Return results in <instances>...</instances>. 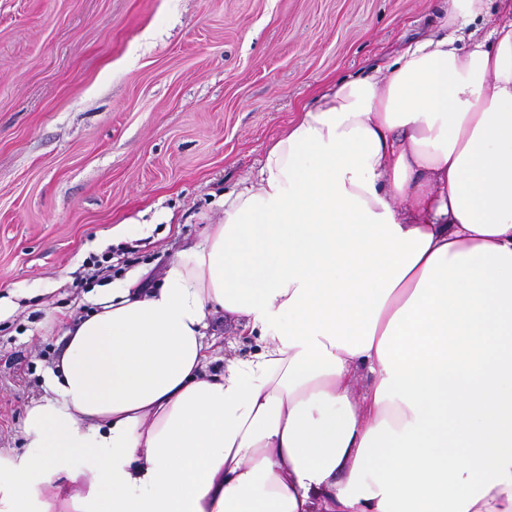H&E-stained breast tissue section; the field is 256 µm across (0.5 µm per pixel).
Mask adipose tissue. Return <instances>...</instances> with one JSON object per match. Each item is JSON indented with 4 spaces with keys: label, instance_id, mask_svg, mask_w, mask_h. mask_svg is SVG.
<instances>
[{
    "label": "adipose tissue",
    "instance_id": "ef3b65f1",
    "mask_svg": "<svg viewBox=\"0 0 512 512\" xmlns=\"http://www.w3.org/2000/svg\"><path fill=\"white\" fill-rule=\"evenodd\" d=\"M485 5L301 112L159 287L91 296L0 512H512V21L456 45ZM216 315L259 349L211 367Z\"/></svg>",
    "mask_w": 512,
    "mask_h": 512
}]
</instances>
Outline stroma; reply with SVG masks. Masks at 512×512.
Masks as SVG:
<instances>
[{"label":"stroma","instance_id":"stroma-1","mask_svg":"<svg viewBox=\"0 0 512 512\" xmlns=\"http://www.w3.org/2000/svg\"><path fill=\"white\" fill-rule=\"evenodd\" d=\"M439 0H0V448L21 449L86 259L156 287L336 81L437 28ZM128 224L124 241L112 230ZM212 358L256 351L221 318Z\"/></svg>","mask_w":512,"mask_h":512}]
</instances>
